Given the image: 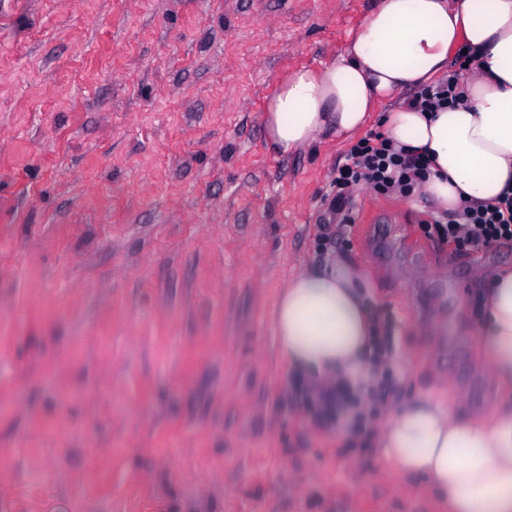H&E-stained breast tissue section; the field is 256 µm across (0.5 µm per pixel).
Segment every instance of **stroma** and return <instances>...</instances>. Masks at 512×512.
Segmentation results:
<instances>
[{
  "label": "stroma",
  "instance_id": "obj_1",
  "mask_svg": "<svg viewBox=\"0 0 512 512\" xmlns=\"http://www.w3.org/2000/svg\"><path fill=\"white\" fill-rule=\"evenodd\" d=\"M377 0H7L0 8V512H448L288 397L276 298L336 256L394 326L396 402L500 395L473 255L424 197L361 187L349 141L283 155L280 81L336 60Z\"/></svg>",
  "mask_w": 512,
  "mask_h": 512
}]
</instances>
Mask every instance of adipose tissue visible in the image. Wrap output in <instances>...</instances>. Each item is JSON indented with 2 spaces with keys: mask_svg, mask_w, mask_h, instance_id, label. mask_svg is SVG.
I'll return each instance as SVG.
<instances>
[{
  "mask_svg": "<svg viewBox=\"0 0 512 512\" xmlns=\"http://www.w3.org/2000/svg\"><path fill=\"white\" fill-rule=\"evenodd\" d=\"M468 50L460 105L385 112L388 138L426 154L421 188L439 208L495 199L512 187V0H378L356 38L330 65L286 76L264 114L269 145L287 154L326 129L351 137L395 93L417 89ZM363 275L340 259L294 275L278 296L274 337L295 374L321 385L372 379V319ZM479 344L502 396L472 414L431 391L384 413L377 429L384 467L420 478L448 512H512V269L484 277Z\"/></svg>",
  "mask_w": 512,
  "mask_h": 512,
  "instance_id": "ef3b65f1",
  "label": "adipose tissue"
}]
</instances>
